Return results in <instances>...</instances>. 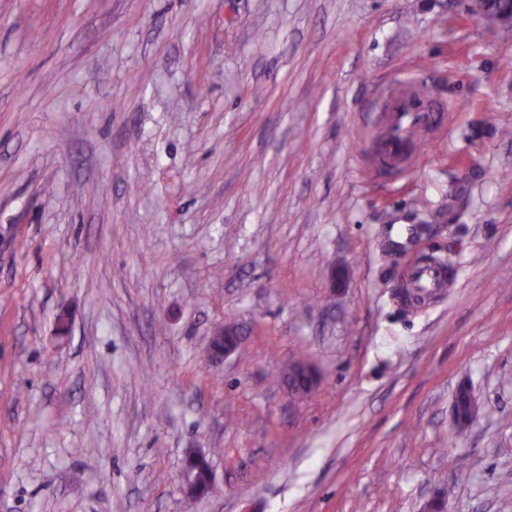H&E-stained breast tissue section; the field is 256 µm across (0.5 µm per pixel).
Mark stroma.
Instances as JSON below:
<instances>
[{"label":"stroma","instance_id":"obj_1","mask_svg":"<svg viewBox=\"0 0 512 512\" xmlns=\"http://www.w3.org/2000/svg\"><path fill=\"white\" fill-rule=\"evenodd\" d=\"M472 6L0 0V512H512V29ZM403 73L458 111L384 175ZM411 286L420 297L442 288L445 282L444 272L434 265H415L410 275ZM215 341L223 343L221 353L213 352ZM238 342L239 334L235 326L225 324L217 327L211 337L210 347L208 349V358H212L215 360L225 358L226 356L230 355L236 350ZM289 379L294 380L295 384L303 393H310L317 384V374L313 366L301 360L293 363L288 369Z\"/></svg>","mask_w":512,"mask_h":512}]
</instances>
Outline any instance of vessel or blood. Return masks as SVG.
<instances>
[{
	"label": "vessel or blood",
	"mask_w": 512,
	"mask_h": 512,
	"mask_svg": "<svg viewBox=\"0 0 512 512\" xmlns=\"http://www.w3.org/2000/svg\"><path fill=\"white\" fill-rule=\"evenodd\" d=\"M444 112V106L432 102L416 80L400 79L383 86L372 112L381 130L378 167L399 170L416 162L422 133L440 128ZM410 281L414 292L425 296L443 287L445 274L434 265H417Z\"/></svg>",
	"instance_id": "b4317fda"
}]
</instances>
